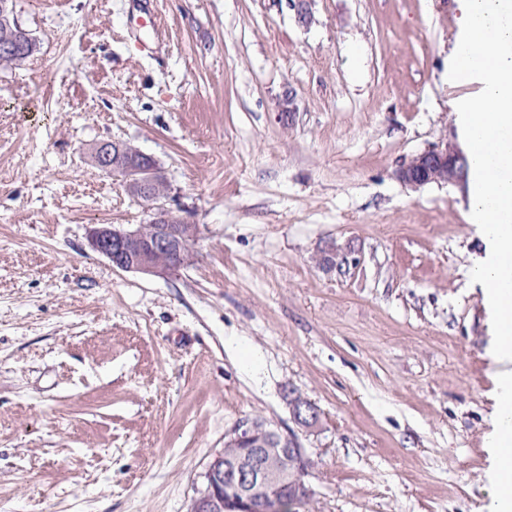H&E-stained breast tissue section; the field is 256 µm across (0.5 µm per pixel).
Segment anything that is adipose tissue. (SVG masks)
I'll return each mask as SVG.
<instances>
[{"label":"adipose tissue","mask_w":512,"mask_h":512,"mask_svg":"<svg viewBox=\"0 0 512 512\" xmlns=\"http://www.w3.org/2000/svg\"><path fill=\"white\" fill-rule=\"evenodd\" d=\"M496 411L493 430L488 437L491 502L488 512H512V456L503 451L512 444V369L496 375Z\"/></svg>","instance_id":"adipose-tissue-1"}]
</instances>
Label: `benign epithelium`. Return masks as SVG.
I'll use <instances>...</instances> for the list:
<instances>
[{"instance_id": "7a95c632", "label": "benign epithelium", "mask_w": 512, "mask_h": 512, "mask_svg": "<svg viewBox=\"0 0 512 512\" xmlns=\"http://www.w3.org/2000/svg\"><path fill=\"white\" fill-rule=\"evenodd\" d=\"M311 2L289 0L296 20L304 26L313 20ZM94 159L101 169L119 174L127 185H137L144 197L150 196L151 185L160 180L152 157L143 154L138 159H131L124 155L120 142L97 147ZM396 177L414 189L430 183L463 188L468 181L466 156L456 145L443 141L400 165ZM152 210L146 226L93 225L87 232L88 245L116 269L153 276L168 273L183 260L192 228H184L181 219L162 207L154 205ZM290 405L297 427L310 429L317 424L318 409L311 401L294 394ZM268 436L288 443L285 452L295 461L309 462L295 432L266 431L258 428L255 420H245L228 438L234 444L246 443L248 447L238 457L219 454L210 461L204 486L192 498L188 512H283L281 488L291 489V497L296 501L310 498L313 494L308 481L310 468L291 471L268 458L265 449L261 448L263 439Z\"/></svg>"}]
</instances>
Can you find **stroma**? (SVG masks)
<instances>
[{"label": "stroma", "instance_id": "35a3bbf8", "mask_svg": "<svg viewBox=\"0 0 512 512\" xmlns=\"http://www.w3.org/2000/svg\"><path fill=\"white\" fill-rule=\"evenodd\" d=\"M153 8L161 37L151 34ZM13 0L0 63V512H187L243 420L299 433L309 512H487L485 244L456 186L457 0ZM296 110L278 118L286 90ZM151 155L193 261L113 269L93 224L147 203L94 148ZM356 263L323 269L322 248ZM1 1H3L1 3ZM12 1V0H6ZM5 0H0L1 8L3 9L6 5ZM0 8V33L6 29L10 31L11 35L14 36L15 40L19 43V54L14 55L13 58L6 60V63L20 62L29 57L35 50L36 44L34 40L29 36L14 18L13 10L3 13ZM0 49L3 58L11 56L10 53L13 51L10 37L7 34H0ZM465 154L452 143L442 141L412 156L396 170L397 179L410 188L430 183H444L465 188L468 168ZM290 405L292 417L297 427L310 429L317 424L319 419L318 409L311 401L293 394L290 398Z\"/></svg>", "mask_w": 512, "mask_h": 512}]
</instances>
